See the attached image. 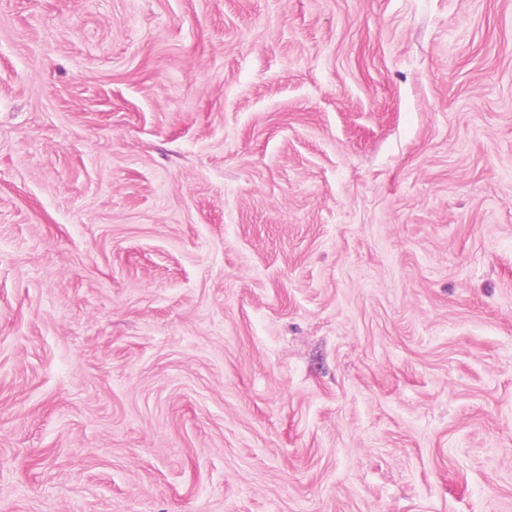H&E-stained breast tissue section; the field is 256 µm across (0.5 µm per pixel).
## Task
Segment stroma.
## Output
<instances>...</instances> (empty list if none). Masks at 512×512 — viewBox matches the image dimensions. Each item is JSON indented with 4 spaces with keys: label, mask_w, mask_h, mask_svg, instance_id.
<instances>
[{
    "label": "stroma",
    "mask_w": 512,
    "mask_h": 512,
    "mask_svg": "<svg viewBox=\"0 0 512 512\" xmlns=\"http://www.w3.org/2000/svg\"><path fill=\"white\" fill-rule=\"evenodd\" d=\"M0 512H512V0H0Z\"/></svg>",
    "instance_id": "obj_1"
}]
</instances>
